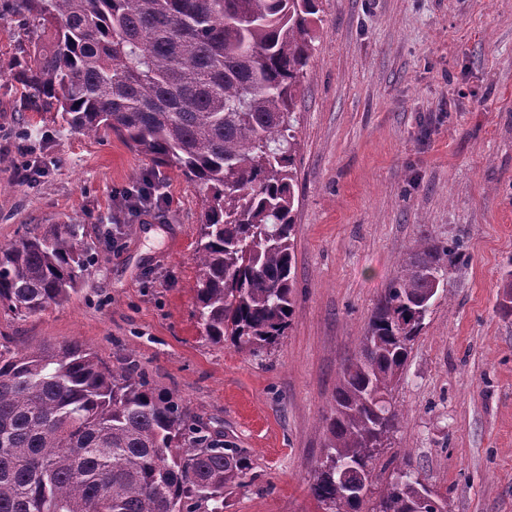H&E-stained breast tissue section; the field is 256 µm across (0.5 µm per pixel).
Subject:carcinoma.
<instances>
[{
  "mask_svg": "<svg viewBox=\"0 0 512 512\" xmlns=\"http://www.w3.org/2000/svg\"><path fill=\"white\" fill-rule=\"evenodd\" d=\"M23 38L8 72L30 112L61 131L103 129L204 192L195 316L214 344L256 356L295 314V109L319 0H14ZM82 224L0 246V309L62 306L90 276ZM457 244L424 235L342 364L310 491L323 512H360L400 413L392 391ZM496 309L512 318V270ZM343 462L345 469H336ZM250 454L224 442L137 365L73 342L0 343V512H224ZM418 475L386 483L371 512H435Z\"/></svg>",
  "mask_w": 512,
  "mask_h": 512,
  "instance_id": "1",
  "label": "carcinoma"
}]
</instances>
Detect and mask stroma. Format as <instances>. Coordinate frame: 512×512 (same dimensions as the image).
<instances>
[{
	"instance_id": "obj_1",
	"label": "stroma",
	"mask_w": 512,
	"mask_h": 512,
	"mask_svg": "<svg viewBox=\"0 0 512 512\" xmlns=\"http://www.w3.org/2000/svg\"><path fill=\"white\" fill-rule=\"evenodd\" d=\"M296 110L295 315L254 357L215 345L193 314L203 193L116 133L57 134L0 88V246L80 224L92 275L64 306L0 310L20 349L77 342L135 360L151 387L248 449L225 512H319L310 492L324 415L399 263L422 234L460 244L393 393L400 423L362 505L403 456L448 512H512V319L495 309L512 267V0H320ZM31 179L18 181V132ZM151 176L163 199L134 226L116 191Z\"/></svg>"
}]
</instances>
